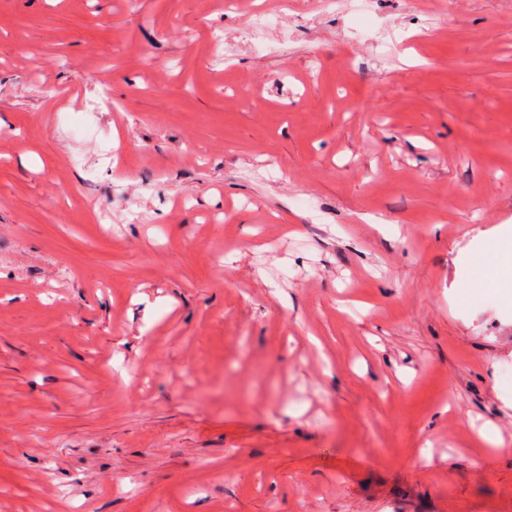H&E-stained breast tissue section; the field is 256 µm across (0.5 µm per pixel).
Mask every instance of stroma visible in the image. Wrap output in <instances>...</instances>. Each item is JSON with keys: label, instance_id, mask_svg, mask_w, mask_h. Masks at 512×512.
Returning <instances> with one entry per match:
<instances>
[{"label": "stroma", "instance_id": "obj_1", "mask_svg": "<svg viewBox=\"0 0 512 512\" xmlns=\"http://www.w3.org/2000/svg\"><path fill=\"white\" fill-rule=\"evenodd\" d=\"M256 4L0 0V512H512V0ZM461 275L484 288H512V225L481 231L464 251Z\"/></svg>", "mask_w": 512, "mask_h": 512}]
</instances>
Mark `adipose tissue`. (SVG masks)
<instances>
[{
  "mask_svg": "<svg viewBox=\"0 0 512 512\" xmlns=\"http://www.w3.org/2000/svg\"><path fill=\"white\" fill-rule=\"evenodd\" d=\"M461 274L486 288H512V225L480 232L464 251Z\"/></svg>",
  "mask_w": 512,
  "mask_h": 512,
  "instance_id": "adipose-tissue-1",
  "label": "adipose tissue"
}]
</instances>
